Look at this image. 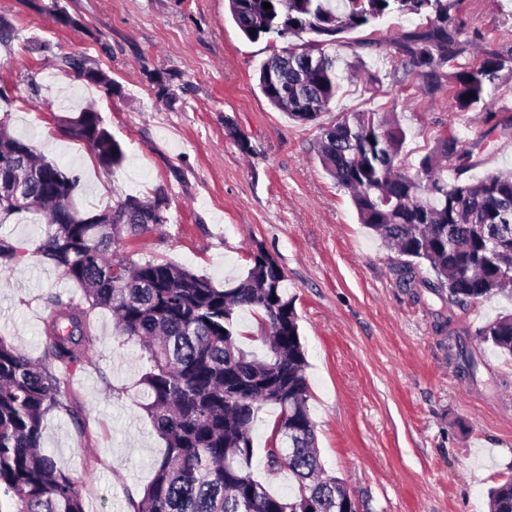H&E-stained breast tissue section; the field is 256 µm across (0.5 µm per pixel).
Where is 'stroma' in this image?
I'll list each match as a JSON object with an SVG mask.
<instances>
[{"instance_id": "obj_1", "label": "stroma", "mask_w": 512, "mask_h": 512, "mask_svg": "<svg viewBox=\"0 0 512 512\" xmlns=\"http://www.w3.org/2000/svg\"><path fill=\"white\" fill-rule=\"evenodd\" d=\"M62 6L73 26L55 23ZM457 13L482 35L480 48H512V0H459ZM11 25L0 43V123L79 178L77 202L95 213L132 195L163 190L167 224L115 253L167 261L216 286L243 274L264 248L288 278L308 361L309 408L321 462L343 478L368 512H488V491L512 477V358L477 332L512 301L495 296L449 312L437 295L400 286L401 258L358 221L347 192L312 150L320 127L338 115L382 106L411 128L404 145L414 164L435 133L455 126L471 141L484 130L475 112H453L447 93H424L393 71V42L419 23L398 15L381 23L382 50L362 49L368 65L345 72L343 88L317 123L302 124L270 105L259 68L282 44L246 38L228 0H0ZM79 53L107 73L112 91L79 77L63 56ZM172 80L174 102L156 97L155 79ZM94 106L121 144L119 168L94 166L91 149L61 136L57 120ZM234 125L252 146L242 154ZM27 248L0 274V338L43 356L50 299L82 292L35 254L44 225L33 216L0 226ZM96 341L66 382L77 415H48L41 445L72 478L86 512H130L164 452L146 413L122 390L142 374L138 345L121 342L109 311L90 321ZM457 331L477 355L475 379L460 378L448 348ZM274 420L260 413L253 432L254 478L284 496L288 475L267 472Z\"/></svg>"}]
</instances>
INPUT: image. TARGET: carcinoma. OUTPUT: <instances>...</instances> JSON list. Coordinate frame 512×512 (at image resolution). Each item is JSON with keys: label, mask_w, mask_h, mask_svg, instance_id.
<instances>
[{"label": "carcinoma", "mask_w": 512, "mask_h": 512, "mask_svg": "<svg viewBox=\"0 0 512 512\" xmlns=\"http://www.w3.org/2000/svg\"><path fill=\"white\" fill-rule=\"evenodd\" d=\"M458 0H229L232 20L250 40L312 38L289 43L259 69V87L269 103L300 123H313L341 90L340 58L327 52L338 36L364 31L361 48L379 50L376 24L399 13L423 26L395 42L408 77L427 82V91L448 93L456 112H480L487 130L466 146L453 126L414 166L402 164L410 130L398 113L350 112L320 128L314 152L326 173L345 189L359 223L382 245L408 257L397 269L404 288L446 296L453 307L493 296L512 297V168L490 171L465 183L448 182L477 167L484 140L504 120L487 108L485 95L512 78V52L484 54L475 63L461 59L477 42L456 15ZM271 4L266 9L263 4ZM473 97H468V94ZM87 107L63 135L89 142ZM93 162L105 171L122 165L121 145L101 130ZM25 151L42 180L27 183L26 214L46 221L35 247L48 264L75 281L83 301L51 300L44 321V360L37 361L0 338V512H85L68 474L41 447L44 421L55 410L71 411L64 376L88 359L94 341L88 319L110 311L122 342L139 345L148 362L133 398L164 441L166 452L130 512H356L345 481L323 476L310 416L307 360L300 341L287 276L262 247L251 255L247 273L222 288L171 262L138 263L112 256L125 230L133 240L151 231L143 214L159 196H129L99 212L97 224H83L76 212L69 224L56 220L74 199L79 177L37 156L22 139L0 126V227L14 213L6 185L20 179L15 153ZM26 249L0 234V272L13 269ZM429 264L434 278L416 268ZM257 313L267 355L257 358L241 345L236 312ZM481 342L512 355V314L489 321ZM459 372L476 377V362L455 337ZM268 405L279 409L265 451L272 472L288 470L297 491L284 497L253 479L252 431ZM490 512H512V478L488 494Z\"/></svg>", "instance_id": "cac0c4a2"}]
</instances>
